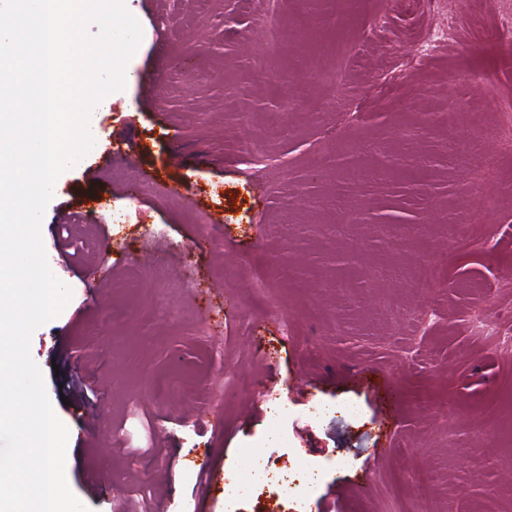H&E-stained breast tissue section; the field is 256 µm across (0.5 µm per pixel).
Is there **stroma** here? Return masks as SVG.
Masks as SVG:
<instances>
[{
	"instance_id": "35a3bbf8",
	"label": "stroma",
	"mask_w": 512,
	"mask_h": 512,
	"mask_svg": "<svg viewBox=\"0 0 512 512\" xmlns=\"http://www.w3.org/2000/svg\"><path fill=\"white\" fill-rule=\"evenodd\" d=\"M447 2L456 33L418 67V0H125L153 101L113 93L59 176L44 247L71 298L30 343L89 512H512V356L476 322L512 336V156L490 171L482 135L512 97V37L495 0ZM346 45L342 81H317ZM93 197L91 227L61 225ZM248 448L316 468L314 489L229 496Z\"/></svg>"
}]
</instances>
